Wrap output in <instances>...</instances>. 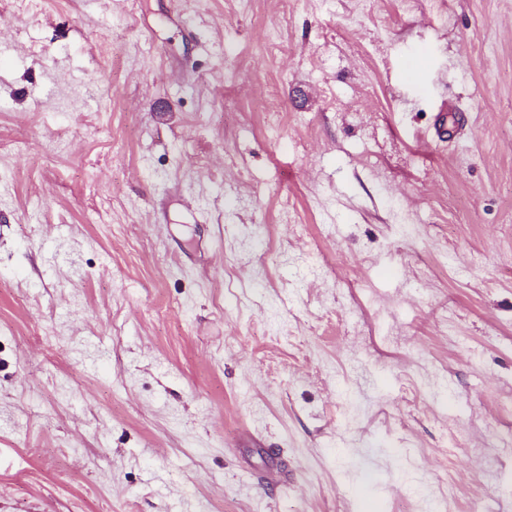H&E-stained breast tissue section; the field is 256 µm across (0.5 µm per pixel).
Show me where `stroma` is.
I'll list each match as a JSON object with an SVG mask.
<instances>
[{
	"mask_svg": "<svg viewBox=\"0 0 512 512\" xmlns=\"http://www.w3.org/2000/svg\"><path fill=\"white\" fill-rule=\"evenodd\" d=\"M421 485L512 512V0H0V512Z\"/></svg>",
	"mask_w": 512,
	"mask_h": 512,
	"instance_id": "35a3bbf8",
	"label": "stroma"
}]
</instances>
